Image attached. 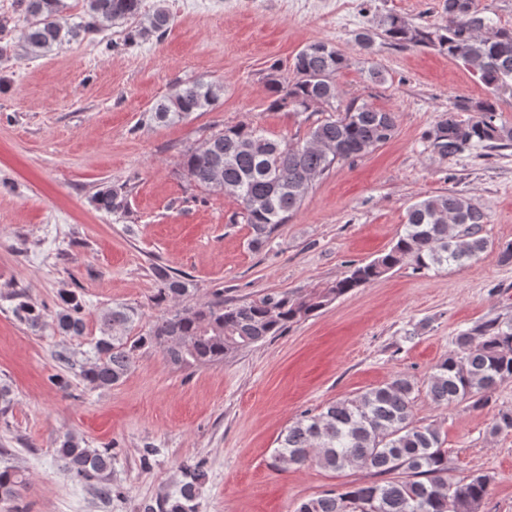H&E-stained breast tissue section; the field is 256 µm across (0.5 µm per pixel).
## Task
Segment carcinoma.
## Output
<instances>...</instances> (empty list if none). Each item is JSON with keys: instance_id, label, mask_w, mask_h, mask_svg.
I'll return each instance as SVG.
<instances>
[{"instance_id": "carcinoma-1", "label": "carcinoma", "mask_w": 512, "mask_h": 512, "mask_svg": "<svg viewBox=\"0 0 512 512\" xmlns=\"http://www.w3.org/2000/svg\"><path fill=\"white\" fill-rule=\"evenodd\" d=\"M23 23L26 53L38 57L81 36L93 37L116 25L132 24L127 39L134 42L163 38L171 15L158 5L142 13V0H85L78 20L63 15V0H15ZM444 25L435 30L411 26L394 14L380 21L391 40L413 46H432L448 58L479 74L495 96L512 90V30L495 29L475 0H442ZM341 51L326 41L301 49L294 62L295 80L285 83L268 77L270 107L306 112L313 105L332 106L338 96L336 74L346 66ZM224 86L202 81L180 85L153 109V118L175 122L193 112L210 110L223 96ZM473 116L458 119L457 112ZM496 101L473 107L456 104L438 124L435 147L455 155L469 147H504L512 142V127L496 123ZM397 130L396 115L366 103L345 110L311 127L297 142L275 140L257 126L223 127L198 147L182 154L181 164L195 185L227 192L241 205L250 244L262 246L275 226L296 212L313 182L335 163L367 154L390 141ZM120 188L100 191V208H124ZM485 212L469 199L448 192L412 204L403 233L389 250L368 263L355 266L323 293L309 299L286 292H271L241 304H227L217 294L205 303L180 305L186 284L166 270L157 269L156 299L173 303L144 336L123 335L135 311L115 306L99 315L100 336L93 346V362L82 371L83 380L97 388L119 384L131 369L134 352L156 346L174 364L183 367L213 365L239 351L280 336L288 327L324 308L331 301L370 284L398 266L416 271L462 264L488 252L480 236ZM83 305L78 294L60 295L51 326L63 336L84 332ZM18 317L30 325L44 322L37 309L21 304ZM512 380V320L491 319L454 337V350L433 368L427 394L437 405L471 402L487 407L497 388ZM416 382L401 374L354 397L328 403L320 412L304 413L280 435L273 467L285 471L310 463L342 471L363 467L385 480L347 483L301 501L294 512H478L489 495L491 478L485 474L448 479V451L441 446L439 429L418 425L412 406ZM56 453L72 478L91 487L110 502L123 496L112 483L113 454L91 448L81 438L64 435ZM208 481L203 460L188 459L179 467L174 488L141 507V512H197L200 491ZM27 487L18 471L0 469V502L19 498Z\"/></svg>"}]
</instances>
